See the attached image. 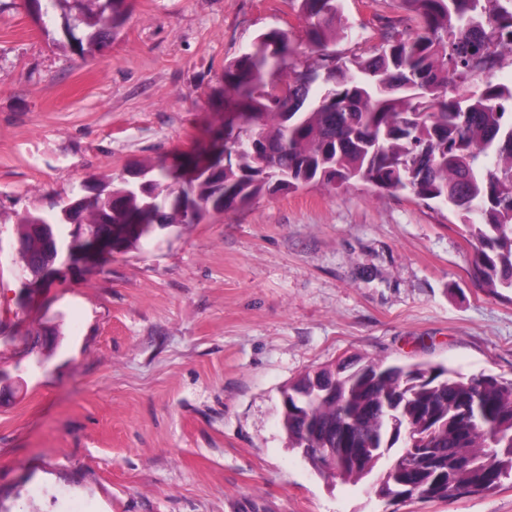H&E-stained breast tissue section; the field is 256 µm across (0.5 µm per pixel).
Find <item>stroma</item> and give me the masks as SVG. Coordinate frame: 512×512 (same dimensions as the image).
I'll use <instances>...</instances> for the list:
<instances>
[{
	"label": "stroma",
	"mask_w": 512,
	"mask_h": 512,
	"mask_svg": "<svg viewBox=\"0 0 512 512\" xmlns=\"http://www.w3.org/2000/svg\"><path fill=\"white\" fill-rule=\"evenodd\" d=\"M351 54L398 0H344ZM306 23L284 0H130L93 54L0 0V512H384L288 446L282 391L347 356L512 376V302L470 276L447 209L308 186L155 227L21 306L18 218L209 142L224 65ZM398 512H512L488 496Z\"/></svg>",
	"instance_id": "35a3bbf8"
}]
</instances>
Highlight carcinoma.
<instances>
[{
	"label": "carcinoma",
	"instance_id": "obj_1",
	"mask_svg": "<svg viewBox=\"0 0 512 512\" xmlns=\"http://www.w3.org/2000/svg\"><path fill=\"white\" fill-rule=\"evenodd\" d=\"M39 20L72 26L61 43L80 53L102 45L123 22L128 0H44ZM307 22L309 66L289 33L273 29L224 65L228 160L207 164L211 146L173 165L141 166L99 178L86 205L73 195L54 213L19 220L17 251L39 271L51 260L35 224L139 223L135 240L157 224H201L262 196L311 184H363L408 192L459 218L474 249L471 275L485 292L512 293V85L492 72L512 52V0H400L409 22L389 23L367 53L329 50L351 27L343 0H286ZM336 387L283 407L291 448H311V465L353 486L386 478L396 501L412 486L432 501L487 495L512 481V378L465 375L442 365L386 364L342 358L305 373ZM376 436L379 451L362 463L352 428Z\"/></svg>",
	"mask_w": 512,
	"mask_h": 512
}]
</instances>
